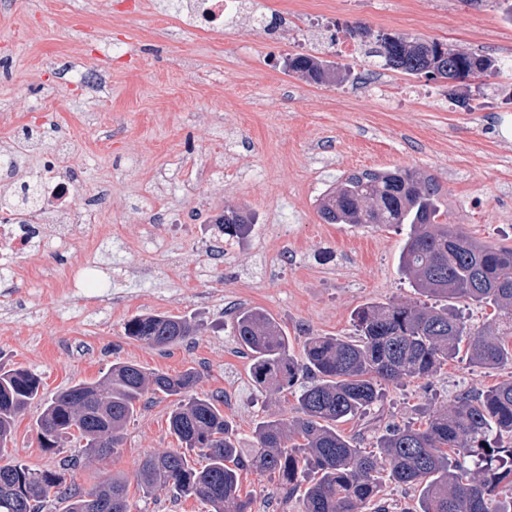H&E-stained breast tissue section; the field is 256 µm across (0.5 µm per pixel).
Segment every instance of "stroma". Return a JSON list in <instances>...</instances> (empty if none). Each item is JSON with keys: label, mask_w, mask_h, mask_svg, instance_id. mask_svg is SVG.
Instances as JSON below:
<instances>
[{"label": "stroma", "mask_w": 512, "mask_h": 512, "mask_svg": "<svg viewBox=\"0 0 512 512\" xmlns=\"http://www.w3.org/2000/svg\"><path fill=\"white\" fill-rule=\"evenodd\" d=\"M236 17L195 31L172 0H0V150L32 129L40 148L63 144L61 173L79 194L108 193L84 221L65 222L66 247L18 259L0 279V366L42 379V398L18 417L8 451L34 469L59 455L39 447L33 424L45 399L98 380L113 363L201 373L198 391L224 396L241 447L256 422L292 415L294 394L251 379L232 330L237 308L278 321L293 356L310 336L349 337L369 302L415 294L399 266L402 227L327 224L322 196L352 174L408 168L433 179L448 223L494 246L512 247V78L477 79L464 108L445 79L374 66L339 47L350 26L417 35L512 60V13L501 0H243ZM276 14L273 33L255 13ZM312 54L334 64L340 82L317 84L283 62ZM108 72L98 97L73 85L65 61ZM255 217L251 236L227 244L213 219L225 207ZM179 224H151L155 211ZM95 283H57L91 240ZM143 313L194 319L200 334L159 349L130 339L124 324ZM512 377L459 356L433 376L383 386L366 415L337 423L372 446L387 424L424 425L427 409L449 407L465 390ZM173 401L147 402L111 455L82 460L71 482L87 491L105 478L133 477L146 454L176 447ZM251 512H298L266 474L241 476ZM132 512H207L195 498L145 497L130 488Z\"/></svg>", "instance_id": "stroma-1"}]
</instances>
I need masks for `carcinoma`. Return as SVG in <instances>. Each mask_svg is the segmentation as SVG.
Instances as JSON below:
<instances>
[{"label":"carcinoma","instance_id":"obj_1","mask_svg":"<svg viewBox=\"0 0 512 512\" xmlns=\"http://www.w3.org/2000/svg\"><path fill=\"white\" fill-rule=\"evenodd\" d=\"M348 34L369 43V56L406 74L446 79L501 70L489 55L433 39L401 35L387 44L362 26ZM288 71L316 83L340 79L307 54L290 58ZM319 212L327 224L409 225L402 267L410 286L435 303H367L355 313L354 336H310L300 359L267 312L238 308L233 332L252 358V381L275 391L299 386L293 415L258 421L246 452L221 410L223 397L196 392L199 372L169 375L130 362L45 402L34 426L39 447L56 454L74 441L88 457L108 455L141 405L162 394L175 398L169 430L178 448L140 461L136 477L146 497L173 491L209 512H250L240 473L254 471L277 477L284 499L299 496V512H389L380 496L385 478L420 488L419 512H512V378L459 393L451 407L430 412L423 428L389 425L372 451L336 430L379 400L381 383L428 377L462 352L476 367L512 365L506 336L471 331L446 305L461 299L490 306L512 329V248L485 245L441 221L438 187L411 169L350 175L322 198ZM253 223L249 212L233 207L215 219L230 243L248 237ZM195 330L190 320L166 314L138 315L124 326L126 336L159 348L179 345ZM40 386L28 369L0 371V512H44L58 504L62 512H130L122 477L83 494L67 486L73 458L37 470L8 454L15 418L39 398Z\"/></svg>","mask_w":512,"mask_h":512}]
</instances>
